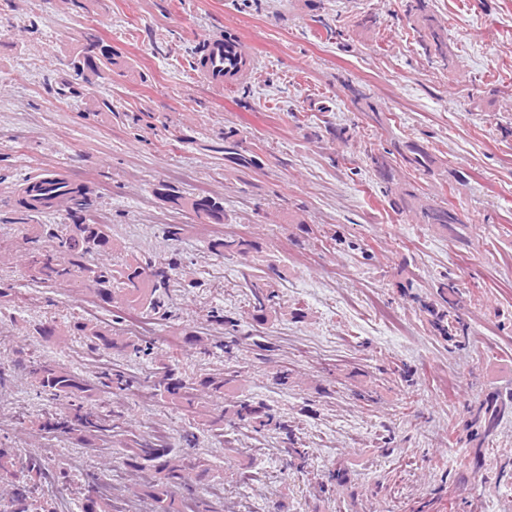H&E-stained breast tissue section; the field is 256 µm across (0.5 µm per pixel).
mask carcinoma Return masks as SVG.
<instances>
[{"instance_id": "1", "label": "carcinoma", "mask_w": 512, "mask_h": 512, "mask_svg": "<svg viewBox=\"0 0 512 512\" xmlns=\"http://www.w3.org/2000/svg\"><path fill=\"white\" fill-rule=\"evenodd\" d=\"M407 12L414 17L418 33L426 53L439 58L449 65L448 44L444 33L430 12L427 0H408ZM77 62L82 69L95 73L102 69L112 70L119 65L112 56V50L103 46L100 40L88 38L77 54ZM398 155L410 167L417 171L431 172L436 159L417 144H406ZM392 158L382 155L373 159L377 171L385 181V193L390 196L393 206L398 209H413L422 224H434L445 229L457 239L462 238V227L458 213L451 206L433 205L421 202L409 183H394L391 175ZM192 209L217 223L224 221V209L220 202L212 197H196L190 200ZM212 248L219 252L244 253L248 243L243 240H217ZM112 252V236L106 224L79 223L70 224L66 233L58 238L52 253L35 250L31 266L35 270V279L43 282L66 283L78 279L92 294L104 302L118 303L127 310H156L162 307L159 291L168 286L170 272L178 266L177 259L166 257L148 266L135 259L113 262H95L90 260L94 253ZM254 315L263 319L274 298V294L265 292L262 286L251 282ZM439 296L445 307L432 311L437 330L445 336L465 337L468 333L459 316L455 314L459 302L451 300L456 286L448 278L438 285ZM73 330L84 336L94 347L115 348L114 339L100 328L86 322L76 321ZM23 369L35 382L39 393L69 399L71 415L62 420L48 419L44 428L55 432L73 433L83 443H89L105 431V426L95 409L85 402V393L96 389H112L128 385L125 373L119 370L108 371L92 380H84L66 368L50 362L33 360ZM227 380L224 375L215 374L199 380L188 381L164 372L155 377L154 386L172 400L195 402L196 392L209 394L224 393ZM226 412L241 422H247L262 430L277 424L273 409L259 401L243 399L231 404ZM512 417V395L500 397L494 395L486 399L475 411L470 412L466 427L474 436L486 438L493 435L503 421ZM128 464L135 469H148L164 474V481L148 486L147 495L157 505V512H185L184 508L173 510L175 489L187 484L191 477L201 481L210 475L208 460L197 457H185L175 452L167 442L159 439L154 443H142L134 440L125 448ZM14 452L11 448H0V479H6L11 486L10 512H29L32 506L31 488L43 477L52 475L58 481L71 479V472L60 467L46 473L39 459H29L26 467L14 470Z\"/></svg>"}]
</instances>
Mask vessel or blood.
Listing matches in <instances>:
<instances>
[{
	"label": "vessel or blood",
	"instance_id": "obj_1",
	"mask_svg": "<svg viewBox=\"0 0 512 512\" xmlns=\"http://www.w3.org/2000/svg\"><path fill=\"white\" fill-rule=\"evenodd\" d=\"M201 52L197 71L212 87L223 89L231 81L249 72L252 55L249 47L239 41L208 34L200 39ZM67 206L63 186L37 192L28 200L27 208L33 213L61 211Z\"/></svg>",
	"mask_w": 512,
	"mask_h": 512
}]
</instances>
